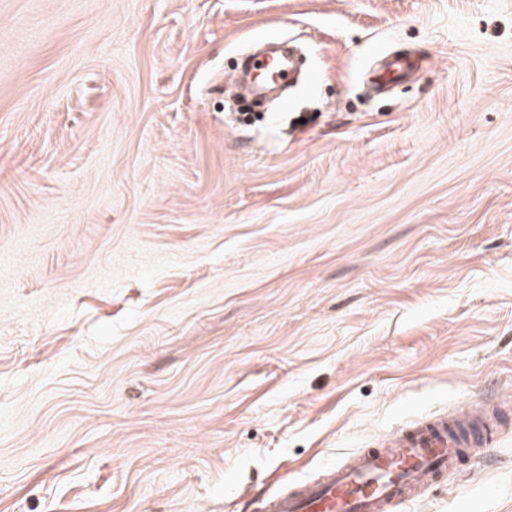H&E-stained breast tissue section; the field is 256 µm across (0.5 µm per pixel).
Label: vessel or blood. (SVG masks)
<instances>
[{"label":"vessel or blood","mask_w":512,"mask_h":512,"mask_svg":"<svg viewBox=\"0 0 512 512\" xmlns=\"http://www.w3.org/2000/svg\"><path fill=\"white\" fill-rule=\"evenodd\" d=\"M249 67L282 84L291 79L290 65L279 60L257 56ZM407 75L402 58L395 56L374 79L384 84ZM497 432L496 417L482 406L417 418L338 460L319 479L278 485L267 495L263 512H398L432 484L459 478L467 449L490 446Z\"/></svg>","instance_id":"1"}]
</instances>
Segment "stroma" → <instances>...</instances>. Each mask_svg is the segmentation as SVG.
Wrapping results in <instances>:
<instances>
[{
	"label": "stroma",
	"mask_w": 512,
	"mask_h": 512,
	"mask_svg": "<svg viewBox=\"0 0 512 512\" xmlns=\"http://www.w3.org/2000/svg\"><path fill=\"white\" fill-rule=\"evenodd\" d=\"M509 394L512 0H0V512H261ZM467 464L404 512H512V411ZM249 68L259 76L275 80L281 84H287L291 79L292 69L290 64L287 65L283 61L272 58L254 57L249 61ZM408 71L403 64V58L390 57L383 63V65L375 72L374 80L381 84H386L389 81L399 80L406 78ZM242 63L237 62L224 78V111L231 113L238 122L256 124L264 112L276 104V98L254 93L241 77Z\"/></svg>",
	"instance_id": "stroma-1"
}]
</instances>
